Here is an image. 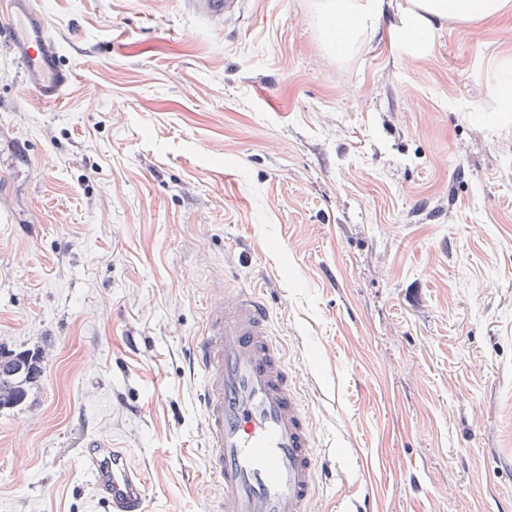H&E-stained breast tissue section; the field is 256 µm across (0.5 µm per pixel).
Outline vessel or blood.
Listing matches in <instances>:
<instances>
[{
  "label": "vessel or blood",
  "mask_w": 512,
  "mask_h": 512,
  "mask_svg": "<svg viewBox=\"0 0 512 512\" xmlns=\"http://www.w3.org/2000/svg\"><path fill=\"white\" fill-rule=\"evenodd\" d=\"M33 0H7L22 14L12 26L24 82L43 102L59 103L73 75L65 68ZM247 0H186L207 21H238ZM200 371L196 402L206 437V469L223 485L208 512H312L324 475L297 376L272 329L257 288L213 292L192 345ZM81 468L106 512H145V487L127 451L90 440Z\"/></svg>",
  "instance_id": "1"
}]
</instances>
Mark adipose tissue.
<instances>
[{"label": "adipose tissue", "instance_id": "adipose-tissue-1", "mask_svg": "<svg viewBox=\"0 0 512 512\" xmlns=\"http://www.w3.org/2000/svg\"><path fill=\"white\" fill-rule=\"evenodd\" d=\"M380 0H322L321 12L328 34L337 46H345L348 33H361L379 19ZM512 0H408L403 12V29L415 47L425 48L432 38L434 20L456 17L478 19L491 17L505 9Z\"/></svg>", "mask_w": 512, "mask_h": 512}]
</instances>
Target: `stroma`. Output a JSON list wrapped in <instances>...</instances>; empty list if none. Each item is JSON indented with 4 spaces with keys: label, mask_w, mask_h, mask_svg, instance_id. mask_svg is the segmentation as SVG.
Masks as SVG:
<instances>
[{
    "label": "stroma",
    "mask_w": 512,
    "mask_h": 512,
    "mask_svg": "<svg viewBox=\"0 0 512 512\" xmlns=\"http://www.w3.org/2000/svg\"><path fill=\"white\" fill-rule=\"evenodd\" d=\"M335 52L319 0H38L74 76L27 92L0 14V348L42 354L0 412V512H106L85 440L145 512H207L190 350L213 289L261 288L333 479L317 512H512V5L401 6ZM189 8L207 21L218 26L238 21L244 14L247 0H186ZM508 6L507 0H408L403 12V29L412 36L410 42L427 48L432 38V22L456 17L478 19L498 14ZM81 468L107 512L145 511L141 476L129 465L127 450L115 448L112 439L90 440L81 454Z\"/></svg>",
    "instance_id": "1"
}]
</instances>
